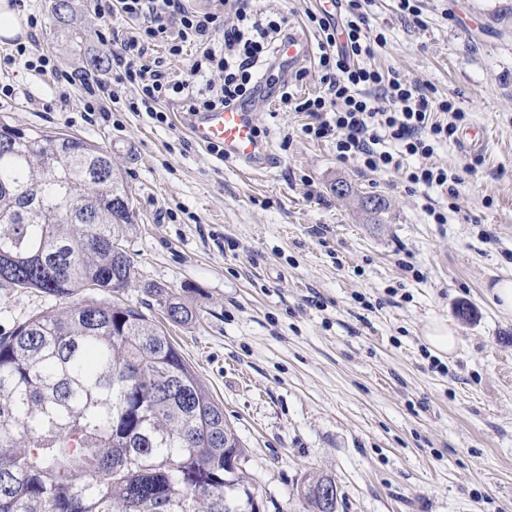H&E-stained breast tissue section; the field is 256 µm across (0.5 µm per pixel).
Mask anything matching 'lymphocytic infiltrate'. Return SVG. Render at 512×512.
<instances>
[{"label":"lymphocytic infiltrate","instance_id":"1","mask_svg":"<svg viewBox=\"0 0 512 512\" xmlns=\"http://www.w3.org/2000/svg\"><path fill=\"white\" fill-rule=\"evenodd\" d=\"M236 22L224 25L219 13L190 7L187 0H109L102 10L108 17L136 22L134 35L121 41L111 53L109 65L119 67L120 82L135 95L127 108L163 120L161 103L179 106L185 112L218 109L251 97L257 68L270 56V42L281 33L280 22L257 19L252 0H225ZM318 32L317 68L324 89L321 94L300 98L282 91L280 102L310 121L301 132L314 140L333 142L344 161L364 168L402 171L408 186H446L458 183L456 173L441 167L403 166L404 157L426 158L437 144L457 130L463 111L450 100L430 98L425 90L396 71L382 72L361 66L372 55L382 36L367 27L362 0H348L343 19L329 12L308 16ZM223 33L224 48L211 46L214 33ZM169 44L170 54L182 53L184 43L196 47L187 78H172L160 60H147L150 45ZM219 74V88L194 90L196 78ZM451 113L449 122L435 120V113Z\"/></svg>","mask_w":512,"mask_h":512}]
</instances>
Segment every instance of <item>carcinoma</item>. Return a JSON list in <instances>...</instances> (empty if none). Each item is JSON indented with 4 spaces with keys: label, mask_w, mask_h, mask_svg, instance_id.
I'll use <instances>...</instances> for the list:
<instances>
[{
    "label": "carcinoma",
    "mask_w": 512,
    "mask_h": 512,
    "mask_svg": "<svg viewBox=\"0 0 512 512\" xmlns=\"http://www.w3.org/2000/svg\"><path fill=\"white\" fill-rule=\"evenodd\" d=\"M129 190L103 148L0 123V282L69 296L136 279ZM166 319L196 312L148 289ZM247 449L164 331L86 302L0 337V512H261ZM300 485L307 512H336Z\"/></svg>",
    "instance_id": "cac0c4a2"
}]
</instances>
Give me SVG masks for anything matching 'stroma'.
I'll return each mask as SVG.
<instances>
[{
	"label": "stroma",
	"instance_id": "1",
	"mask_svg": "<svg viewBox=\"0 0 512 512\" xmlns=\"http://www.w3.org/2000/svg\"><path fill=\"white\" fill-rule=\"evenodd\" d=\"M36 18L29 55L86 72L105 55L95 0H70L69 26L52 0H14ZM371 0L382 34L369 65L424 84L485 130L468 154L439 144L433 164L460 177L409 189L400 172L339 160L305 137L304 112L258 104L254 123L273 159L255 172L223 161L190 133L187 115L160 123L126 102L116 82L110 118L86 110L81 83L30 69L0 42V121L69 133L102 147L131 191L136 232L126 242L137 277L113 293L55 297L0 286V336L32 316L87 300L137 307L162 325L224 408L248 450L243 470L262 512H304L310 471L336 479L337 512H512V314L492 288L512 279V0ZM261 18L309 31L315 0H254ZM387 202L380 219L362 197ZM448 209L434 223L427 207ZM159 285L195 307L172 325L146 290ZM470 319L458 317L460 307ZM448 322L457 349L424 340Z\"/></svg>",
	"mask_w": 512,
	"mask_h": 512
}]
</instances>
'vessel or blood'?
Masks as SVG:
<instances>
[{"label":"vessel or blood","mask_w":512,"mask_h":512,"mask_svg":"<svg viewBox=\"0 0 512 512\" xmlns=\"http://www.w3.org/2000/svg\"><path fill=\"white\" fill-rule=\"evenodd\" d=\"M311 51L312 44L306 37L289 34L276 50V65L278 69L294 66ZM253 112L252 101H248L194 113L189 122L191 133L201 144L223 146L225 158L264 169L269 163L270 149L256 130Z\"/></svg>","instance_id":"1"}]
</instances>
